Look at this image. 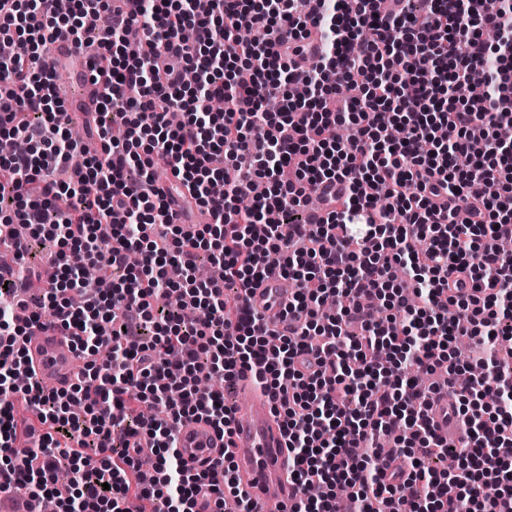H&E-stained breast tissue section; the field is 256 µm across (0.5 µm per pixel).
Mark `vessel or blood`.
Here are the masks:
<instances>
[{"label": "vessel or blood", "instance_id": "obj_1", "mask_svg": "<svg viewBox=\"0 0 512 512\" xmlns=\"http://www.w3.org/2000/svg\"><path fill=\"white\" fill-rule=\"evenodd\" d=\"M291 294L287 280L272 275L250 289L247 303L268 329L275 330ZM25 348L33 378L44 389L61 391L72 384L77 353L69 331L32 324ZM238 384L243 400L236 407L231 437H222L204 418H192L179 429L177 450L191 468L217 476L224 460H234L236 486L253 499L257 512H284L295 498L286 435L271 397L254 384L251 374L241 375Z\"/></svg>", "mask_w": 512, "mask_h": 512}]
</instances>
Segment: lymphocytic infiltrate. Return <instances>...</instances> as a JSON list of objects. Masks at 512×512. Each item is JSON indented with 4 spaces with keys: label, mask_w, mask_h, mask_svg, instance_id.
<instances>
[{
    "label": "lymphocytic infiltrate",
    "mask_w": 512,
    "mask_h": 512,
    "mask_svg": "<svg viewBox=\"0 0 512 512\" xmlns=\"http://www.w3.org/2000/svg\"><path fill=\"white\" fill-rule=\"evenodd\" d=\"M314 2L0 0V38L25 45L0 56V137L27 144L0 156V242L16 224L56 241L29 318L49 307L91 356L69 391L31 380L17 341L32 271L26 250L1 251L0 474L27 489L24 512L48 497L57 512H197L202 498L223 512L230 496L256 512L232 462L217 482L175 446L195 417L231 435L233 405L198 380L247 368L279 402L291 512H336L343 488L350 512H512V0H392L383 16L376 0ZM91 31L107 63L97 155L69 135L43 65L58 38ZM478 71L481 91L457 98ZM356 76L360 96L337 111ZM339 125L346 138H327ZM160 162L221 220L192 237L170 223ZM336 182L340 208L309 223L311 193ZM203 259L219 278H196ZM272 274L297 288L268 332L246 292ZM170 292L178 302L153 307ZM462 338L485 345L481 374ZM442 393L454 450L434 428ZM18 400L36 423L15 418ZM22 434L39 449L17 447Z\"/></svg>",
    "instance_id": "1"
}]
</instances>
